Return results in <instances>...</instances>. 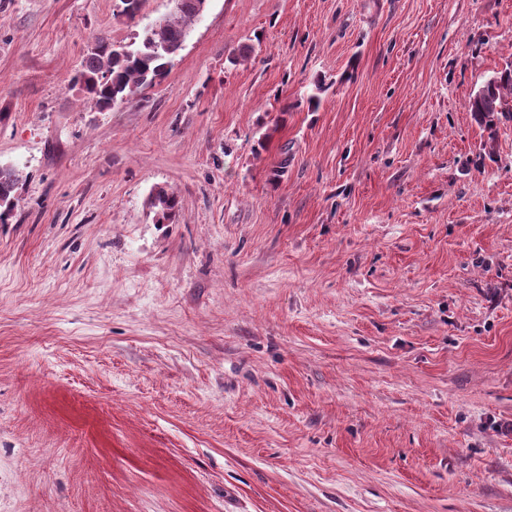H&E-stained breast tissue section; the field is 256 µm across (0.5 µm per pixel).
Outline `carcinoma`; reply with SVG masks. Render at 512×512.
<instances>
[{"label": "carcinoma", "mask_w": 512, "mask_h": 512, "mask_svg": "<svg viewBox=\"0 0 512 512\" xmlns=\"http://www.w3.org/2000/svg\"><path fill=\"white\" fill-rule=\"evenodd\" d=\"M200 0H175L172 14L157 19L137 33L126 51L117 52L108 37L99 34L87 44L82 70L73 81L83 86L87 97L103 111L130 100L138 89L164 78L174 58L182 49L194 22L201 16ZM486 95L469 100L468 108L481 121H489L512 98V70L490 79ZM21 172L14 167H0V223L4 224L17 205L16 190ZM174 195L161 190L152 203L158 219L174 213Z\"/></svg>", "instance_id": "1"}]
</instances>
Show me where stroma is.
Segmentation results:
<instances>
[{
    "mask_svg": "<svg viewBox=\"0 0 512 512\" xmlns=\"http://www.w3.org/2000/svg\"><path fill=\"white\" fill-rule=\"evenodd\" d=\"M120 7L0 0V512H512V0H208L101 112ZM201 0H175L172 14L138 32L126 51L117 52L108 37H93L87 44L82 70L74 77L89 100L103 111L130 100L139 88L164 78L182 49L194 22L201 16ZM485 88L486 95L474 100L472 96L468 108L479 120L491 122L495 114L502 112L506 99L512 98V70H505L499 76L490 79ZM21 172L14 167H0V223L5 224L17 205L16 190Z\"/></svg>",
    "mask_w": 512,
    "mask_h": 512,
    "instance_id": "35a3bbf8",
    "label": "stroma"
}]
</instances>
